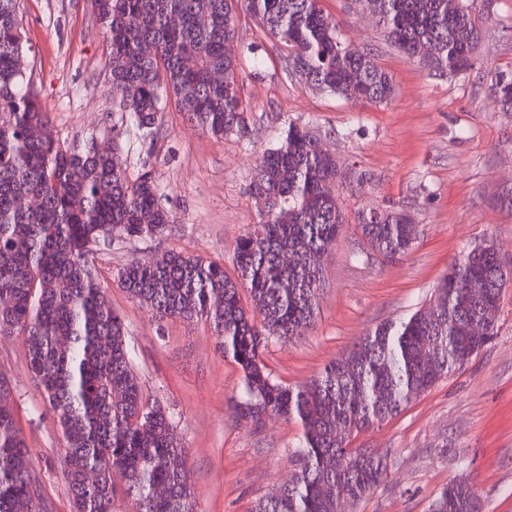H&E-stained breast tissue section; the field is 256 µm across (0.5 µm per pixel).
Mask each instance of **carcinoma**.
<instances>
[{
    "label": "carcinoma",
    "instance_id": "carcinoma-1",
    "mask_svg": "<svg viewBox=\"0 0 512 512\" xmlns=\"http://www.w3.org/2000/svg\"><path fill=\"white\" fill-rule=\"evenodd\" d=\"M232 0H95L108 44L112 89L140 128L174 98L203 132L243 134L247 105L237 62ZM308 87L383 103L396 89L374 58L350 47L321 0H240ZM408 58L429 43L431 68L472 64L482 31L474 0H362ZM20 0H0V335L24 337L28 366L63 440L72 512H112L117 494L137 512H194L185 450L166 409L134 371L123 318L96 273L100 244L163 234L171 215L151 171L128 177L109 150H71L48 130L39 94L25 83ZM512 108V79L496 81ZM337 164L312 132L288 123L258 158L251 183L258 224L235 247L236 276L182 251L119 272L129 297L163 321L203 318L241 370L234 415L255 425L277 415L302 427L294 479L254 512H340L386 477L389 460L349 437L399 415L490 340L506 278L499 250L471 249L438 281L429 308L384 323L313 380L284 385L263 362L268 338L300 337L314 320L321 259L345 226ZM358 227L386 259L408 254L417 225L400 210H371ZM248 292L252 307L242 302ZM0 377V512H52ZM121 485H116L115 476ZM430 512H482L473 485L453 480Z\"/></svg>",
    "mask_w": 512,
    "mask_h": 512
}]
</instances>
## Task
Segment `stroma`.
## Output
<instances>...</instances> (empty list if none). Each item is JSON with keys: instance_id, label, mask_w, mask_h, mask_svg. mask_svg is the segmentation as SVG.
Returning <instances> with one entry per match:
<instances>
[{"instance_id": "1", "label": "stroma", "mask_w": 512, "mask_h": 512, "mask_svg": "<svg viewBox=\"0 0 512 512\" xmlns=\"http://www.w3.org/2000/svg\"><path fill=\"white\" fill-rule=\"evenodd\" d=\"M322 6L348 42L390 74L394 97L356 104L310 89L289 75L279 48L242 13L229 51L239 63L247 131L213 137L171 100L152 130L133 124L111 91L106 38L91 0H21L26 77L55 138L79 150L108 147L129 177L152 171L161 205L173 217L163 237L100 248L95 265L125 320L144 392L164 405L187 450L196 512H252L259 498L288 484L302 429L278 416L259 427L234 419L229 403L241 390V373L209 322L152 319L129 299L118 273L130 260L151 262L174 249L234 275L236 243L258 220L250 194L256 160L289 123L310 128L335 156L336 197L347 224L323 255L311 329L290 343L269 340L263 361L275 379L307 383L377 325L427 308L437 280L463 249L494 243L512 272V110L492 89L498 76L512 77V0H477L484 37L473 66L451 77L391 45L359 0H322ZM369 208L412 215L419 235L409 254L386 260L367 250L357 214ZM0 373L44 496L54 512H71L61 437L22 337L0 336ZM351 445L388 454L389 477L341 512H429L459 478L474 484L482 512H512V281L485 347Z\"/></svg>"}]
</instances>
